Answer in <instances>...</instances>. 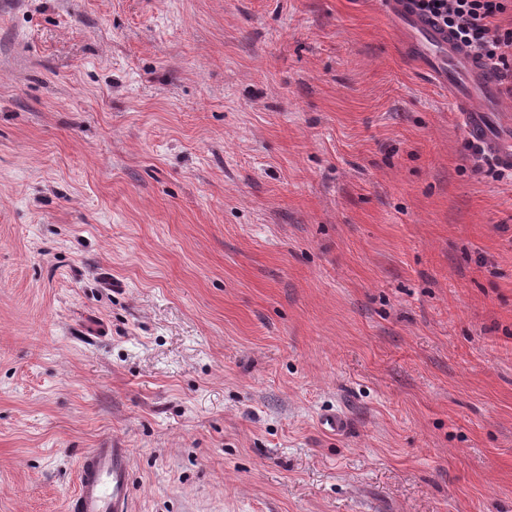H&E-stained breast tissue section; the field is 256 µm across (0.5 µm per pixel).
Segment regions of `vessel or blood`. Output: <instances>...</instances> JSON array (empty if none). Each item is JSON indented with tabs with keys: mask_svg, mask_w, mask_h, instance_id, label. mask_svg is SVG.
Masks as SVG:
<instances>
[{
	"mask_svg": "<svg viewBox=\"0 0 512 512\" xmlns=\"http://www.w3.org/2000/svg\"><path fill=\"white\" fill-rule=\"evenodd\" d=\"M382 2L403 28L410 52L455 102L468 135L488 148L499 166L512 168V109L502 104L494 73L449 32L412 13L405 0ZM68 512H132L129 449L93 448L82 455Z\"/></svg>",
	"mask_w": 512,
	"mask_h": 512,
	"instance_id": "b4317fda",
	"label": "vessel or blood"
}]
</instances>
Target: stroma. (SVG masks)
Returning a JSON list of instances; mask_svg holds the SVG:
<instances>
[{"label": "stroma", "instance_id": "35a3bbf8", "mask_svg": "<svg viewBox=\"0 0 512 512\" xmlns=\"http://www.w3.org/2000/svg\"><path fill=\"white\" fill-rule=\"evenodd\" d=\"M465 138L381 0H0V512H512ZM68 512H132L129 448L112 442L82 455Z\"/></svg>", "mask_w": 512, "mask_h": 512}]
</instances>
